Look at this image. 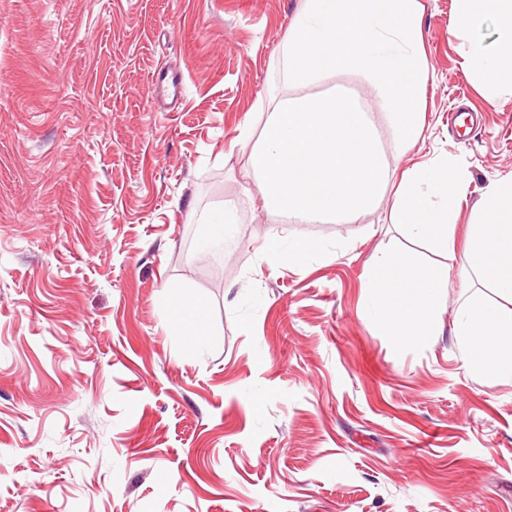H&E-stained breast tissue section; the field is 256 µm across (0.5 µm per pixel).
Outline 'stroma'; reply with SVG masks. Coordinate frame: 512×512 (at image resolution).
I'll return each mask as SVG.
<instances>
[{
  "mask_svg": "<svg viewBox=\"0 0 512 512\" xmlns=\"http://www.w3.org/2000/svg\"><path fill=\"white\" fill-rule=\"evenodd\" d=\"M301 2L0 0V512H512V381L467 372L451 334L480 282L391 223L392 194L303 224L243 176ZM419 2L426 129L388 162L461 161L460 250L512 174V96L460 65L494 21L457 37L455 0ZM330 89L377 95L352 72L306 91ZM224 209L219 254L200 225ZM272 237L318 247L291 264ZM385 249L449 271L421 344L363 316Z\"/></svg>",
  "mask_w": 512,
  "mask_h": 512,
  "instance_id": "stroma-1",
  "label": "stroma"
}]
</instances>
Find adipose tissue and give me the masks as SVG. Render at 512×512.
<instances>
[{"mask_svg": "<svg viewBox=\"0 0 512 512\" xmlns=\"http://www.w3.org/2000/svg\"><path fill=\"white\" fill-rule=\"evenodd\" d=\"M456 2L453 31H465L483 16L497 26L495 48L470 43L462 53L464 68L487 97L512 94V0ZM367 286L366 319L380 324L397 342L413 345L431 336L436 303L448 279L440 271L424 269L416 257L390 249L370 261Z\"/></svg>", "mask_w": 512, "mask_h": 512, "instance_id": "ef3b65f1", "label": "adipose tissue"}]
</instances>
